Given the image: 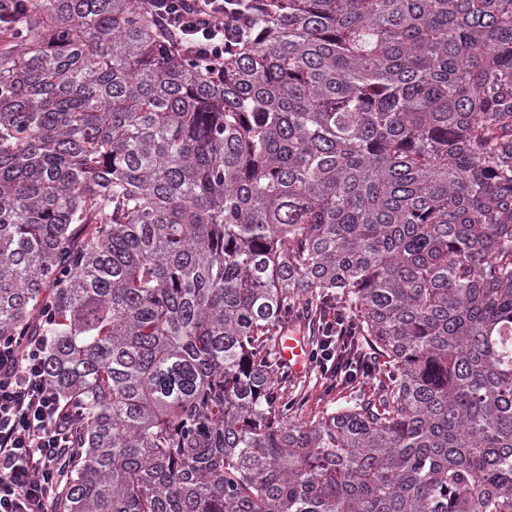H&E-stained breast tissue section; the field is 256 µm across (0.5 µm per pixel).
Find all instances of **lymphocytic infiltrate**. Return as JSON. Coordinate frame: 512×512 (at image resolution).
Wrapping results in <instances>:
<instances>
[{
	"instance_id": "lymphocytic-infiltrate-1",
	"label": "lymphocytic infiltrate",
	"mask_w": 512,
	"mask_h": 512,
	"mask_svg": "<svg viewBox=\"0 0 512 512\" xmlns=\"http://www.w3.org/2000/svg\"><path fill=\"white\" fill-rule=\"evenodd\" d=\"M170 44L202 61L223 58L224 34L235 25L224 0H144ZM40 336H0V512H48L61 480L60 460L73 453L76 419L44 376ZM327 390L370 376L353 321L334 309L323 320V341L310 354Z\"/></svg>"
}]
</instances>
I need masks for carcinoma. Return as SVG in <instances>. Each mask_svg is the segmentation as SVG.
<instances>
[{
	"label": "carcinoma",
	"instance_id": "1",
	"mask_svg": "<svg viewBox=\"0 0 512 512\" xmlns=\"http://www.w3.org/2000/svg\"><path fill=\"white\" fill-rule=\"evenodd\" d=\"M139 0L0 49V336L78 406L54 512H512V0ZM336 302L375 382L297 420ZM171 45L191 52L204 62L224 58V31L235 19L224 14V0H144Z\"/></svg>",
	"mask_w": 512,
	"mask_h": 512
}]
</instances>
